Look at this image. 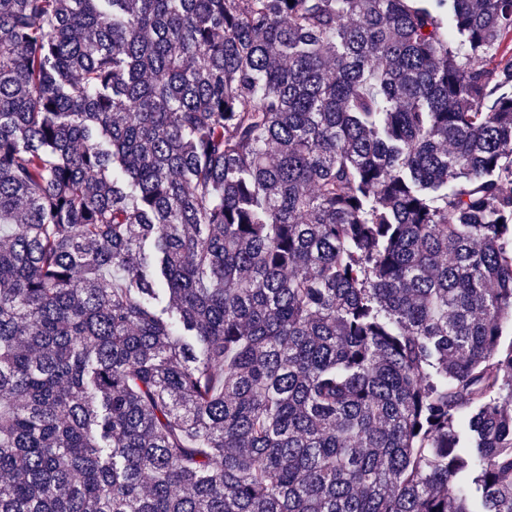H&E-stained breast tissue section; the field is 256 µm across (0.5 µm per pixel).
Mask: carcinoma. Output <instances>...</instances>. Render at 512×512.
Wrapping results in <instances>:
<instances>
[{
    "label": "carcinoma",
    "instance_id": "obj_1",
    "mask_svg": "<svg viewBox=\"0 0 512 512\" xmlns=\"http://www.w3.org/2000/svg\"><path fill=\"white\" fill-rule=\"evenodd\" d=\"M0 512H512V0H0Z\"/></svg>",
    "mask_w": 512,
    "mask_h": 512
}]
</instances>
